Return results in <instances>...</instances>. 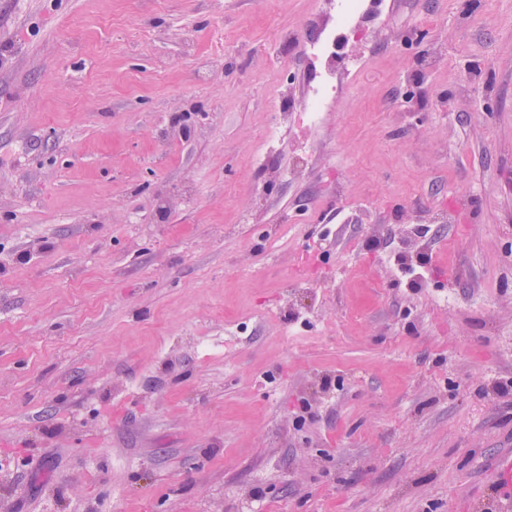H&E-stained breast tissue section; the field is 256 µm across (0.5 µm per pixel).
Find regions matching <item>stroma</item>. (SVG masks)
Listing matches in <instances>:
<instances>
[{
    "label": "stroma",
    "mask_w": 512,
    "mask_h": 512,
    "mask_svg": "<svg viewBox=\"0 0 512 512\" xmlns=\"http://www.w3.org/2000/svg\"><path fill=\"white\" fill-rule=\"evenodd\" d=\"M314 2L0 0V512H488L512 0H386L309 128Z\"/></svg>",
    "instance_id": "obj_1"
}]
</instances>
